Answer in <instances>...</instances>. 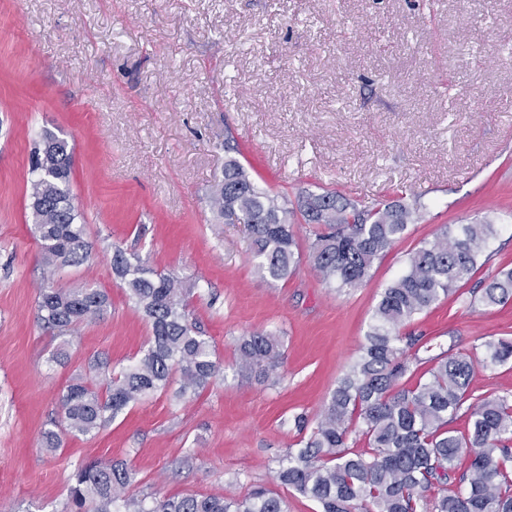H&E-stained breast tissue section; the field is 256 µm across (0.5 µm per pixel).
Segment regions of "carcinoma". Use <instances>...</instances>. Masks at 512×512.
<instances>
[{"mask_svg":"<svg viewBox=\"0 0 512 512\" xmlns=\"http://www.w3.org/2000/svg\"><path fill=\"white\" fill-rule=\"evenodd\" d=\"M33 148L28 171L30 208L43 260L52 269L79 266L92 253L87 224L70 190L72 148L45 133ZM211 210L245 226L257 274L281 281L307 260L333 288H357L375 260L417 223L426 205L418 196L360 205L334 191L308 192L289 211L260 188L234 156L224 161L222 177L211 196ZM312 226L313 240L303 253L290 215ZM495 234L487 220L446 229L410 253L403 271L384 289L374 312L360 360L336 386L316 426L297 453L288 454L278 480L314 499L320 512H512V401L476 397L462 434L448 429L463 404L473 398L475 361L466 355L440 353L426 360L401 346L400 326L431 308L482 266L481 258ZM112 270L128 301L147 320L151 336L144 354L110 375L100 387L68 385L60 412L43 443L55 448L59 433L90 435L128 408L165 389L179 376L182 390H199L219 372L216 351L189 321V299L196 283L173 273L157 272L136 254L112 249ZM512 300V269H500L484 288L482 302ZM110 306L99 288L40 287V320L56 336H68L85 322L99 319ZM483 364L512 359V341L484 344ZM282 341L274 333H251L237 346V363L247 379L276 382ZM432 364L430 379L411 384V365ZM360 426L366 450L348 445ZM468 455L464 490L448 493L457 460ZM135 473L125 464L95 461L73 475L69 512H288L286 501L266 489L241 500L202 494L159 498L152 506L125 494Z\"/></svg>","mask_w":512,"mask_h":512,"instance_id":"obj_1","label":"carcinoma"}]
</instances>
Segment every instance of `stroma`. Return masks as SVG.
<instances>
[{
	"label": "stroma",
	"mask_w": 512,
	"mask_h": 512,
	"mask_svg": "<svg viewBox=\"0 0 512 512\" xmlns=\"http://www.w3.org/2000/svg\"><path fill=\"white\" fill-rule=\"evenodd\" d=\"M46 131L74 147L93 245L89 262L52 273L27 185ZM228 145L291 208L333 190L362 204L418 194L426 210L357 288L327 287L306 262L270 283L244 225L210 208ZM484 218L496 228L485 264L400 333L423 357L474 356V394L512 398V361L482 364L485 341L512 339V301L480 300L512 267V0H0V512H66L71 476L95 460L126 463L128 495L149 503L262 487L288 512H319L277 479L302 439L295 417L317 421L409 254ZM116 245L196 281L190 319L222 369L203 391L158 392L45 450L65 387L102 384L94 359L117 372L147 346ZM46 281L103 289L111 305L51 335L36 306ZM253 332L284 342L276 384L237 373Z\"/></svg>",
	"instance_id": "35a3bbf8"
}]
</instances>
